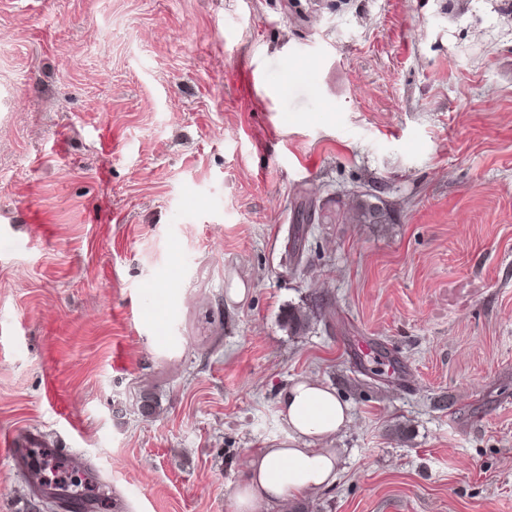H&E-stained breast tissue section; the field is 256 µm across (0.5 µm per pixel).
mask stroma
<instances>
[{"label": "stroma", "instance_id": "1", "mask_svg": "<svg viewBox=\"0 0 512 512\" xmlns=\"http://www.w3.org/2000/svg\"><path fill=\"white\" fill-rule=\"evenodd\" d=\"M304 377L351 421L282 512H512V0H0V435L56 450L0 512H236ZM384 209L367 200H363L358 195L356 207L352 213L341 210L336 211V221L345 224L349 221H364L369 224H382L386 221ZM313 314L311 311L301 307H289L282 319L284 328H287L291 335L305 333L311 325Z\"/></svg>", "mask_w": 512, "mask_h": 512}]
</instances>
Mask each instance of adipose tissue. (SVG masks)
<instances>
[{"label":"adipose tissue","mask_w":512,"mask_h":512,"mask_svg":"<svg viewBox=\"0 0 512 512\" xmlns=\"http://www.w3.org/2000/svg\"><path fill=\"white\" fill-rule=\"evenodd\" d=\"M278 404L287 433L251 458L234 494L238 512H280L289 499L336 481L338 457L327 443L349 423L348 405L333 388L310 380L284 388Z\"/></svg>","instance_id":"adipose-tissue-1"}]
</instances>
